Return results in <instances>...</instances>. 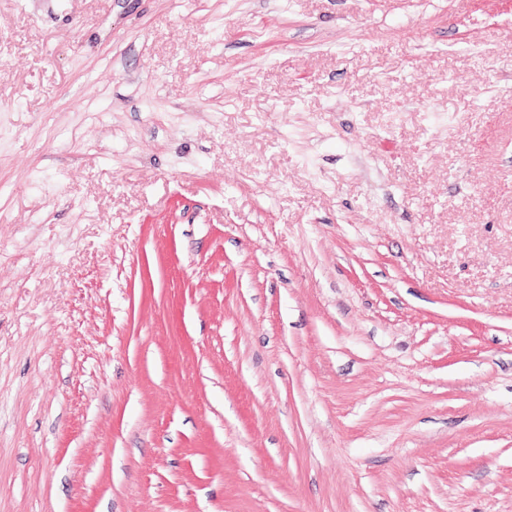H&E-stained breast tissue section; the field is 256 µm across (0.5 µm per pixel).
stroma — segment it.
<instances>
[{"instance_id": "stroma-1", "label": "stroma", "mask_w": 512, "mask_h": 512, "mask_svg": "<svg viewBox=\"0 0 512 512\" xmlns=\"http://www.w3.org/2000/svg\"><path fill=\"white\" fill-rule=\"evenodd\" d=\"M0 512H512V0H0Z\"/></svg>"}]
</instances>
